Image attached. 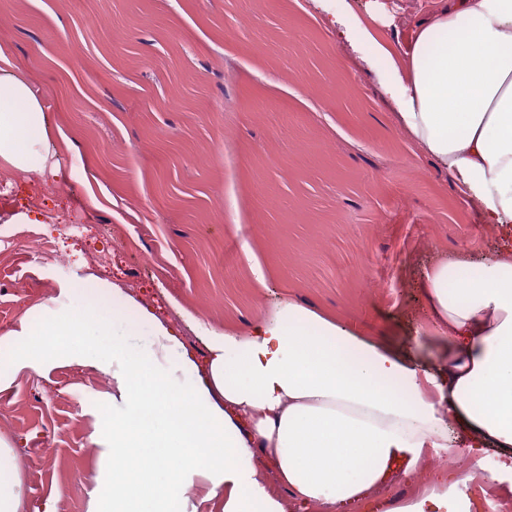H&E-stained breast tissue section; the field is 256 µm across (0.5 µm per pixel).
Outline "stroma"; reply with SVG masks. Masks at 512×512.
<instances>
[{
  "label": "stroma",
  "mask_w": 512,
  "mask_h": 512,
  "mask_svg": "<svg viewBox=\"0 0 512 512\" xmlns=\"http://www.w3.org/2000/svg\"><path fill=\"white\" fill-rule=\"evenodd\" d=\"M372 23L400 61L432 0H383ZM335 0H0V50L61 129L60 176L0 169V223L38 221L56 261L0 253V334L99 276L175 328L246 333L294 302L421 363L434 334L421 283L441 259L505 247L413 142L340 35ZM95 212L81 231L63 222ZM150 262H143V255ZM111 374L59 364L0 388L25 512H91L128 410ZM435 467L361 501L413 498Z\"/></svg>",
  "instance_id": "1"
}]
</instances>
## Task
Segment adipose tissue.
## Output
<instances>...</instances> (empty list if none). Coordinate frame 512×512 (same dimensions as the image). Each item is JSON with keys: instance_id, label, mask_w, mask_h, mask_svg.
Listing matches in <instances>:
<instances>
[{"instance_id": "adipose-tissue-1", "label": "adipose tissue", "mask_w": 512, "mask_h": 512, "mask_svg": "<svg viewBox=\"0 0 512 512\" xmlns=\"http://www.w3.org/2000/svg\"><path fill=\"white\" fill-rule=\"evenodd\" d=\"M415 142L448 171L483 223L512 235V0H445L420 24L406 66L359 14L336 16ZM48 114L31 82L0 53V168L43 174ZM100 280L60 289L58 310L33 307L0 335V387L16 370L85 363L112 374L129 417L110 471L121 496L97 512H154L194 481L224 512H284L260 477L267 449L299 512H354L408 477L430 448L495 449L512 472V248L454 255L423 293L442 345L419 372L390 342L360 336L288 302L244 334L204 330L198 360L137 301L111 317ZM150 326L148 343L136 326ZM447 475L391 512H458ZM17 458L0 432V512H24Z\"/></svg>"}]
</instances>
